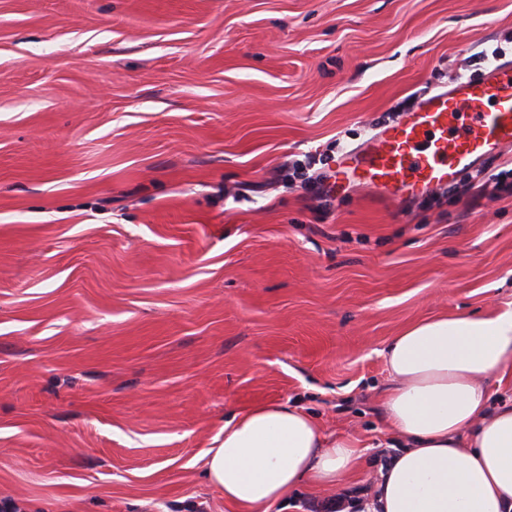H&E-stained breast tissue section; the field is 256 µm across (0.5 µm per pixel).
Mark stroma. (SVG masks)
Segmentation results:
<instances>
[{"instance_id": "1", "label": "stroma", "mask_w": 512, "mask_h": 512, "mask_svg": "<svg viewBox=\"0 0 512 512\" xmlns=\"http://www.w3.org/2000/svg\"><path fill=\"white\" fill-rule=\"evenodd\" d=\"M512 58V0H0V503L232 512L205 475L278 401L365 465L390 336L512 308V196L409 211L336 170Z\"/></svg>"}]
</instances>
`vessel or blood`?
Returning <instances> with one entry per match:
<instances>
[{
  "instance_id": "obj_1",
  "label": "vessel or blood",
  "mask_w": 512,
  "mask_h": 512,
  "mask_svg": "<svg viewBox=\"0 0 512 512\" xmlns=\"http://www.w3.org/2000/svg\"><path fill=\"white\" fill-rule=\"evenodd\" d=\"M512 146V60L483 78L456 77L420 95L415 108L345 152L339 174L406 202L447 188Z\"/></svg>"
}]
</instances>
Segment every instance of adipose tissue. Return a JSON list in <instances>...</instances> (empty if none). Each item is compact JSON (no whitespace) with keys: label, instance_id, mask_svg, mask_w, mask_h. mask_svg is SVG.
<instances>
[{"label":"adipose tissue","instance_id":"adipose-tissue-1","mask_svg":"<svg viewBox=\"0 0 512 512\" xmlns=\"http://www.w3.org/2000/svg\"><path fill=\"white\" fill-rule=\"evenodd\" d=\"M384 401L399 449L379 470L371 512H512V404L483 382L512 365V310L415 323L382 351ZM347 438L268 403L232 416L206 469L237 512H272L304 487L336 489L358 465Z\"/></svg>","mask_w":512,"mask_h":512}]
</instances>
